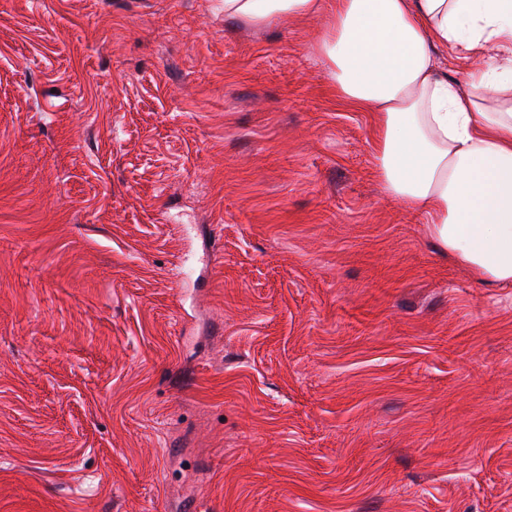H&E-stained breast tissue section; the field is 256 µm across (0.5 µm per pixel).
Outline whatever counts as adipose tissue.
Segmentation results:
<instances>
[{
	"instance_id": "1",
	"label": "adipose tissue",
	"mask_w": 512,
	"mask_h": 512,
	"mask_svg": "<svg viewBox=\"0 0 512 512\" xmlns=\"http://www.w3.org/2000/svg\"><path fill=\"white\" fill-rule=\"evenodd\" d=\"M325 14L316 54L338 99L375 117L387 194L475 278L512 288V0H224L254 26ZM482 52L469 88L442 48Z\"/></svg>"
}]
</instances>
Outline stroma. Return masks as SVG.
<instances>
[{
	"label": "stroma",
	"instance_id": "stroma-1",
	"mask_svg": "<svg viewBox=\"0 0 512 512\" xmlns=\"http://www.w3.org/2000/svg\"><path fill=\"white\" fill-rule=\"evenodd\" d=\"M323 31L0 0V512H512V290L385 192Z\"/></svg>",
	"mask_w": 512,
	"mask_h": 512
}]
</instances>
